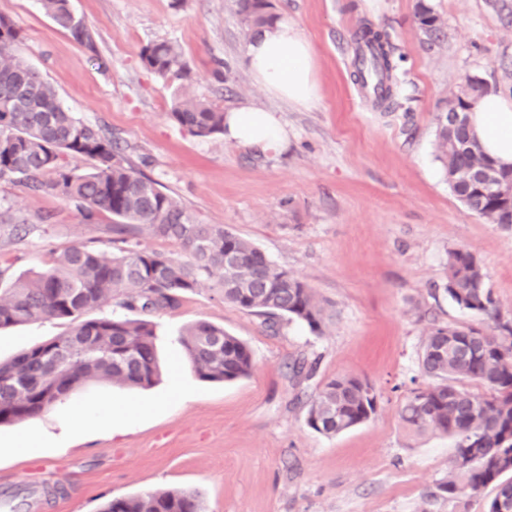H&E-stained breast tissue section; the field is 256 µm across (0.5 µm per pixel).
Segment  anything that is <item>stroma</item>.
<instances>
[{"instance_id":"1","label":"stroma","mask_w":512,"mask_h":512,"mask_svg":"<svg viewBox=\"0 0 512 512\" xmlns=\"http://www.w3.org/2000/svg\"><path fill=\"white\" fill-rule=\"evenodd\" d=\"M311 42L320 97L304 109L268 94L241 65L249 36L235 0H71L94 49L45 14L40 0H0L23 36L21 60L83 122L118 139L137 170L205 224L230 228L308 284L326 319L314 331L226 304L218 277L173 310L151 314L160 376L146 390L90 380L67 400L0 426V490L63 484L50 512H99L110 499L188 489L205 512H486L488 486L426 506L447 478L452 438L408 436L399 411L428 383L420 358L432 323L479 317L448 296V259L480 262L502 322L512 324V227L489 223L452 193L436 157V116L468 81L512 96V0H269ZM443 24L428 42L415 14ZM387 31L400 61V105H373L353 79V33ZM183 48L191 76L158 79L140 52ZM220 109L251 104L283 126L280 151L192 135L169 111L176 96ZM115 219H93L56 195L0 180V282L51 267L82 244L115 252ZM206 321L244 341L254 369L200 380L183 361V330ZM69 322L0 329V360L59 336ZM304 363L294 374V363ZM339 375L378 394L367 422L335 436L307 425L312 398Z\"/></svg>"}]
</instances>
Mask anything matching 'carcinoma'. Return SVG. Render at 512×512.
<instances>
[{"label": "carcinoma", "instance_id": "1", "mask_svg": "<svg viewBox=\"0 0 512 512\" xmlns=\"http://www.w3.org/2000/svg\"><path fill=\"white\" fill-rule=\"evenodd\" d=\"M41 3L58 27L95 50L90 28L74 14L69 0ZM236 6L241 23L252 32L277 19L266 0H237ZM416 21L428 40L440 39L443 26L431 8L419 5ZM357 41L372 52L383 83L377 102L383 105L391 101L386 80L396 69L389 34L365 26ZM21 43L19 30L0 16V180L57 194L86 217L101 211L112 214V233L127 247L108 255L72 245L51 268L15 280L0 295V328L38 319L72 324L68 332L0 362V425L44 412L88 380L134 388L156 382L159 364L151 321L83 319L106 303L142 313L174 309L202 279L217 274L224 302L273 323L287 318L313 330L320 327L325 308L305 282L232 230L199 222L158 181L137 171L112 137L76 118L49 83L19 59ZM141 59L161 80L190 77L175 41L145 46ZM474 92L472 85L461 90L447 112L437 116L435 148L448 178L458 175L463 164H493L479 146L466 150L459 136L448 135V114L471 109ZM169 116L196 136L224 133V111L202 99L178 101ZM78 156L91 161L90 171L75 174L68 168L67 159ZM47 173L54 177L44 179ZM450 187L459 200L467 201L470 211L493 224L512 226V194L491 193L477 184ZM143 225L156 237L179 242L186 259L141 246L136 238ZM228 253L239 258L232 269L224 264ZM445 291L458 307L494 326L488 332L475 326L430 328L421 366L434 383L411 391L400 409V421L411 436L439 433L456 441L448 478L426 498L464 500L493 484L496 494L487 512H512V327L500 323L485 274L469 251L451 253ZM450 336L465 345V353L453 347L440 351ZM180 342L191 368L203 380L228 382L252 372L251 349L222 327L194 323L182 332ZM471 383L488 392H471ZM377 406L378 395L369 382L337 376L311 402L307 425L318 433L337 435L369 420ZM101 512H204V507L194 493L161 490L115 498Z\"/></svg>", "mask_w": 512, "mask_h": 512}]
</instances>
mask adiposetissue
I'll return each instance as SVG.
<instances>
[{
	"label": "adipose tissue",
	"instance_id": "obj_1",
	"mask_svg": "<svg viewBox=\"0 0 512 512\" xmlns=\"http://www.w3.org/2000/svg\"><path fill=\"white\" fill-rule=\"evenodd\" d=\"M242 64L267 93L294 106L307 108L319 98L314 52L295 23L279 19L253 35ZM469 127L485 155L497 166L512 167V98L484 93L469 111ZM224 137L265 151L279 150L286 141L275 116L250 105L225 112Z\"/></svg>",
	"mask_w": 512,
	"mask_h": 512
}]
</instances>
